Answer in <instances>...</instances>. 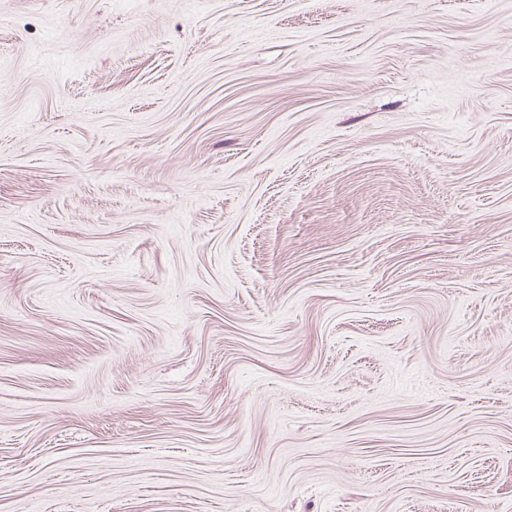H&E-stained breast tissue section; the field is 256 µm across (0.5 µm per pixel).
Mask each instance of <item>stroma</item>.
<instances>
[{
  "instance_id": "35a3bbf8",
  "label": "stroma",
  "mask_w": 512,
  "mask_h": 512,
  "mask_svg": "<svg viewBox=\"0 0 512 512\" xmlns=\"http://www.w3.org/2000/svg\"><path fill=\"white\" fill-rule=\"evenodd\" d=\"M0 512H512V0H0Z\"/></svg>"
}]
</instances>
